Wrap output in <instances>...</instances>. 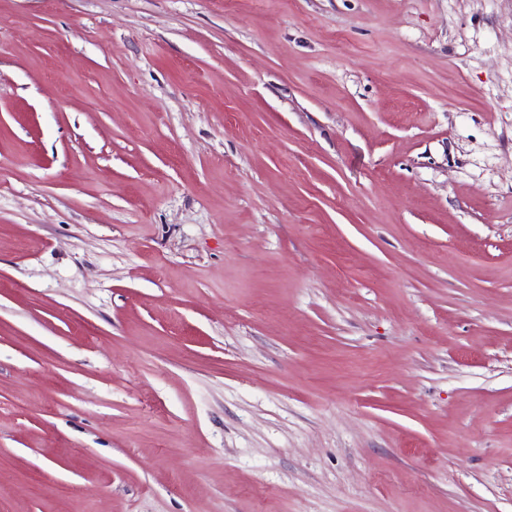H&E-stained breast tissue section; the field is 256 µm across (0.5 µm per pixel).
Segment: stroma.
<instances>
[{
	"label": "stroma",
	"instance_id": "35a3bbf8",
	"mask_svg": "<svg viewBox=\"0 0 512 512\" xmlns=\"http://www.w3.org/2000/svg\"><path fill=\"white\" fill-rule=\"evenodd\" d=\"M0 512H512V0H0Z\"/></svg>",
	"mask_w": 512,
	"mask_h": 512
}]
</instances>
